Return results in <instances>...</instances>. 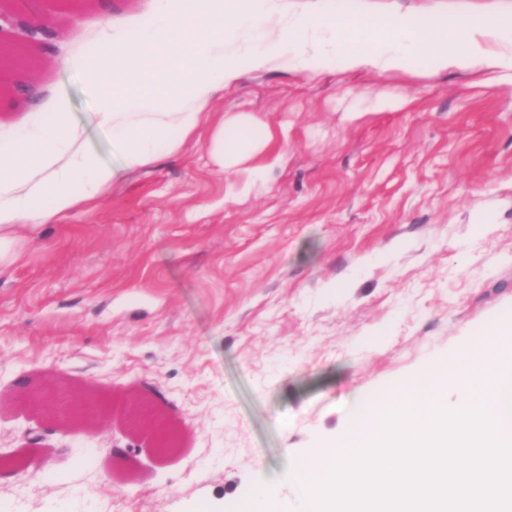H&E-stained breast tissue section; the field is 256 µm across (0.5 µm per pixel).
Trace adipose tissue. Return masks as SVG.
Wrapping results in <instances>:
<instances>
[{
    "instance_id": "adipose-tissue-1",
    "label": "adipose tissue",
    "mask_w": 512,
    "mask_h": 512,
    "mask_svg": "<svg viewBox=\"0 0 512 512\" xmlns=\"http://www.w3.org/2000/svg\"><path fill=\"white\" fill-rule=\"evenodd\" d=\"M234 23L224 27L225 16ZM138 34L114 42L104 29L78 61L97 102L91 123L110 129L118 165L100 160L72 121L65 98L34 129L0 142V258L21 230L55 223L94 199L120 172L143 168L159 153H177L205 116L212 93L278 63L379 74L448 69L482 73L512 68V21L474 16L402 17L370 27L355 15L311 23L287 0H153L135 21ZM367 35L370 47L344 44L343 34ZM193 55L179 76L146 81L158 49ZM256 123L234 117L218 131L216 147L233 167L264 149Z\"/></svg>"
}]
</instances>
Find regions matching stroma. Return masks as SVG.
I'll use <instances>...</instances> for the list:
<instances>
[{"mask_svg": "<svg viewBox=\"0 0 512 512\" xmlns=\"http://www.w3.org/2000/svg\"><path fill=\"white\" fill-rule=\"evenodd\" d=\"M366 20L491 14L512 0H288ZM56 20L31 72L0 66V136L55 96L87 125L82 71L99 0H18ZM177 157L120 173L0 261V512H235L334 439L364 395L448 359L512 317V71L380 75L277 66L216 91ZM264 150L221 168L224 119ZM93 386L89 430L18 393L42 375ZM174 432L133 428L135 400ZM41 438L28 444L26 429Z\"/></svg>", "mask_w": 512, "mask_h": 512, "instance_id": "stroma-1", "label": "stroma"}]
</instances>
